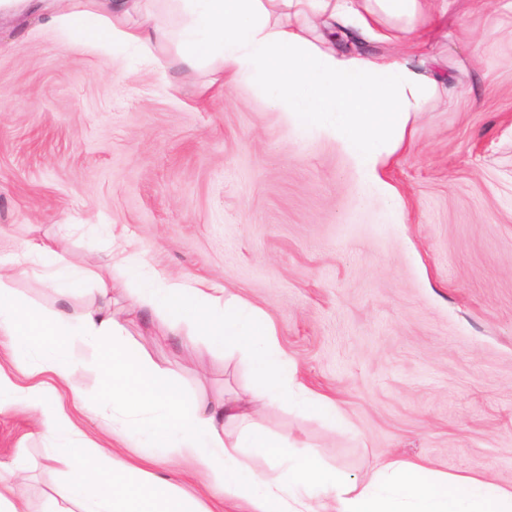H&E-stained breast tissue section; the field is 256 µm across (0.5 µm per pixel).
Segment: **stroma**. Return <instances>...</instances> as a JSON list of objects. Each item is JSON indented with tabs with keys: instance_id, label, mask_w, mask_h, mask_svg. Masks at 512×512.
I'll list each match as a JSON object with an SVG mask.
<instances>
[{
	"instance_id": "obj_1",
	"label": "stroma",
	"mask_w": 512,
	"mask_h": 512,
	"mask_svg": "<svg viewBox=\"0 0 512 512\" xmlns=\"http://www.w3.org/2000/svg\"><path fill=\"white\" fill-rule=\"evenodd\" d=\"M421 58L440 89L366 183L342 145L306 134L259 92L213 84L176 44L145 58L100 45L49 16L0 21V241H48L96 269L110 233L131 263L201 278L261 309L301 380L347 419L271 408L258 424L300 452L368 477L390 456L512 485V0H455ZM130 265L102 271L129 345L186 395H249L247 361L171 335L136 306ZM10 281L25 302L78 314L38 258ZM82 398L62 405L86 440L170 477L208 512H240L191 479V462L148 464L113 439L92 400V353L75 346ZM28 409L0 410V462L24 454L29 512L59 498L64 475Z\"/></svg>"
}]
</instances>
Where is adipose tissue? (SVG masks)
<instances>
[{
    "label": "adipose tissue",
    "mask_w": 512,
    "mask_h": 512,
    "mask_svg": "<svg viewBox=\"0 0 512 512\" xmlns=\"http://www.w3.org/2000/svg\"><path fill=\"white\" fill-rule=\"evenodd\" d=\"M182 24L144 15L138 28L125 26L141 0H106V15L75 11L68 0H0V14L38 13L51 8L52 21L70 28L94 27L101 42L147 48L176 42L183 63L218 64L221 79L257 85L267 106L287 113L308 129L337 139L371 182L399 148L412 114L425 111L438 91L435 78L410 59L341 53L320 47L312 25L340 23L379 40L390 39L389 19L404 20L402 38L418 21L446 13L447 0H166ZM39 256L45 282L60 293L82 283L85 267L47 242H26ZM98 299L78 316L42 311L0 285V335L11 337L36 384H17L0 370V408L22 405L34 413L47 441L48 460L66 468L62 501L47 512H205L168 478L90 446L65 412L48 373L77 388L70 349L82 344L95 353L98 413H111L112 431L150 461L178 456L193 460L195 472L224 498L244 501L248 512H512V486L488 477L448 475L391 457L364 480L350 478L312 453L291 454L294 440L272 438L255 417L264 409L294 403L329 424L342 421L335 401L297 376L268 317L238 296L197 279L152 274L135 289L141 306L163 316L171 333L188 331L223 341L251 364L255 389L247 399L214 403L186 399L167 371L127 345V329L112 313V290L99 281ZM268 460L271 474L257 472L245 455Z\"/></svg>",
    "instance_id": "1"
}]
</instances>
